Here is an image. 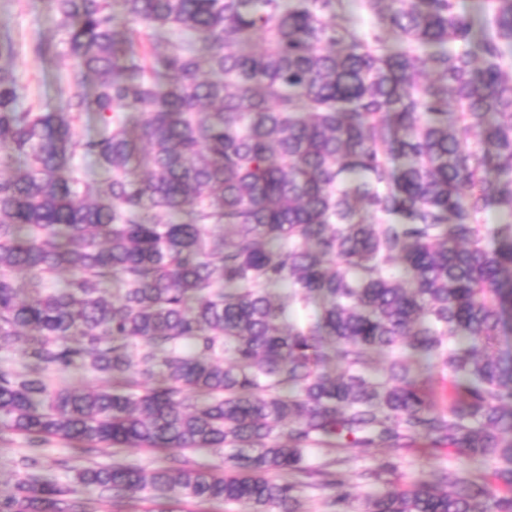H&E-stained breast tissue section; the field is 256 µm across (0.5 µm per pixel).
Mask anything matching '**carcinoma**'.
<instances>
[{
  "label": "carcinoma",
  "mask_w": 512,
  "mask_h": 512,
  "mask_svg": "<svg viewBox=\"0 0 512 512\" xmlns=\"http://www.w3.org/2000/svg\"><path fill=\"white\" fill-rule=\"evenodd\" d=\"M43 2L75 78L63 111L22 110L0 65V167L27 159L0 174V351L25 337L22 369L0 368V428L222 448L224 470L114 462L62 483L27 455L0 512H303L306 448L421 438L491 462L493 482L462 465L364 512H512V0H361L366 30L340 0ZM133 23L151 29L147 70ZM87 112L97 131L78 138ZM415 366L448 374V411ZM71 368L107 386L50 384ZM318 474L328 512H353Z\"/></svg>",
  "instance_id": "1"
}]
</instances>
